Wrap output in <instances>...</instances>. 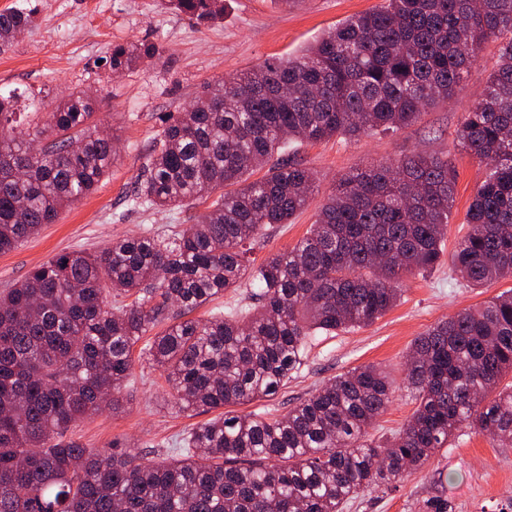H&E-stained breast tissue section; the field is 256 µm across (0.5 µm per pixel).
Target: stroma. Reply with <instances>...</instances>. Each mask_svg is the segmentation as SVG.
Here are the masks:
<instances>
[{
  "mask_svg": "<svg viewBox=\"0 0 512 512\" xmlns=\"http://www.w3.org/2000/svg\"><path fill=\"white\" fill-rule=\"evenodd\" d=\"M29 2L38 11V25L0 47V91L36 96L42 106L37 113L17 109L12 127L18 132L33 128L63 94L83 89L98 102L97 123L117 132L119 154L89 196L63 209L55 223L17 249L0 254V293L58 252H94L115 239L164 235L185 227L192 212H204V205L158 211L130 203L135 179L153 153L166 116L182 111L204 83L300 54L324 31L380 0H299L291 9L279 0H224L223 20L205 24L176 12L168 0ZM126 42L155 44L161 55L119 75L97 68V59L108 55L113 44ZM497 54V43L487 42L456 95L426 110L407 128L356 140L334 137L298 148L294 158L314 172L317 190L291 223L272 225L254 243L252 264L303 239L341 175L415 153L445 159L455 173L445 240L446 250H453L468 230L466 211L487 172L485 164L460 151L457 132ZM510 288L512 279L483 289L466 287L445 263L407 277L399 302L383 317L367 327L315 336L299 371L275 395L242 410L282 416L336 376L374 364L396 387L395 400L369 430L370 441L384 444L415 408L405 387V363L414 339L434 323ZM125 396L121 412L105 409L77 422L67 440L100 450L115 445L161 461L173 457L190 429L209 418L205 412L179 410L170 399L164 372L139 360ZM437 497L447 500L449 512H507L512 507V443L460 433L397 488L360 494L344 512H425L427 501Z\"/></svg>",
  "mask_w": 512,
  "mask_h": 512,
  "instance_id": "obj_1",
  "label": "stroma"
}]
</instances>
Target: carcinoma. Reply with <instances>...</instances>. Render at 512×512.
<instances>
[{
	"label": "carcinoma",
	"mask_w": 512,
	"mask_h": 512,
	"mask_svg": "<svg viewBox=\"0 0 512 512\" xmlns=\"http://www.w3.org/2000/svg\"><path fill=\"white\" fill-rule=\"evenodd\" d=\"M199 22L224 0H169ZM37 10L0 12V46ZM498 58L464 113L459 146L490 166L450 257L472 288L512 276V0H382L325 32L301 54L207 85L165 119L137 176L140 207L210 201L171 236L63 251L0 294V512H342L358 495L401 482L458 432L512 442V292L417 337L407 360L416 407L385 445L368 429L395 387L365 365L282 417L239 414L278 391L318 333L369 326L401 296L402 278L442 264L455 176L413 154L341 176L293 248L250 266L249 245L288 224L315 189L291 144L396 131L453 97L485 41ZM152 43L115 44L104 66L138 67ZM15 94H0V252L21 246L93 191L115 159L90 97L68 95L27 132L7 129ZM267 169L249 180L256 170ZM258 289L243 318L185 315L242 284ZM134 297L120 313L112 298ZM166 372L184 410L218 415L186 438V454L153 462L64 440L103 406L117 412L135 345Z\"/></svg>",
	"instance_id": "carcinoma-1"
}]
</instances>
